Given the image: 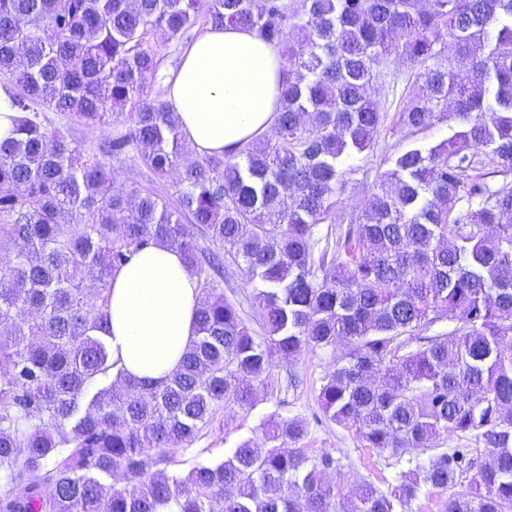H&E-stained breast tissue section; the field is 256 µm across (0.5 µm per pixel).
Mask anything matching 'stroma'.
Masks as SVG:
<instances>
[{
  "label": "stroma",
  "mask_w": 512,
  "mask_h": 512,
  "mask_svg": "<svg viewBox=\"0 0 512 512\" xmlns=\"http://www.w3.org/2000/svg\"><path fill=\"white\" fill-rule=\"evenodd\" d=\"M389 70L395 79L394 86L380 87L375 92L377 99L386 104V121L376 136L373 150L348 161L346 185L336 197V220L318 226L316 251L334 246L350 220L360 214L380 173L387 168L394 154L416 143L436 145L448 139L454 131L456 123L451 119L433 121L413 135L402 128L399 111L416 91L414 77L398 62L391 63ZM50 119L54 126L68 131L80 151L86 153L94 150L100 141L126 133L130 127L129 119L124 117L102 127L57 113L51 114ZM107 163L114 174V190L128 195L153 190L166 197L173 193L172 178L156 176L140 162L136 152L109 157ZM218 284L225 297L236 303L252 335H261V311L252 298L251 285L232 257H225L224 274ZM346 351V346L339 343L325 348L305 347L291 359L273 356L269 371L257 386L253 406L224 405L193 442L190 455L219 461L227 458L243 441L262 444V422L273 414L283 420L299 419L306 423L307 433L298 443L306 456L317 459L324 453L332 454L335 465L326 471L325 478L336 488L337 505L354 501L362 483H372L382 491L395 485L408 461L427 462L428 452L407 448L395 457L368 447L356 429L330 421L318 405L317 395L325 375Z\"/></svg>",
  "instance_id": "35a3bbf8"
}]
</instances>
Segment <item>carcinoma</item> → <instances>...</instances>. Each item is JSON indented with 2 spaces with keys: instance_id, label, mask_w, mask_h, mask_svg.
<instances>
[{
  "instance_id": "1",
  "label": "carcinoma",
  "mask_w": 512,
  "mask_h": 512,
  "mask_svg": "<svg viewBox=\"0 0 512 512\" xmlns=\"http://www.w3.org/2000/svg\"><path fill=\"white\" fill-rule=\"evenodd\" d=\"M200 21L254 31L288 77L269 133L190 159L175 112L149 92L146 36L183 40ZM391 58L418 87L401 125L450 111L456 130L395 154L336 252L317 258L346 161L384 122L370 90ZM0 78L22 113L0 143V512H335L323 478L335 460L291 447L300 421L269 416L262 451L246 440L224 460L169 467L216 408L253 405L272 352L338 343L348 352L323 378V413L370 448L432 451L386 492L362 484L351 512H397L465 478L448 512H512V186L484 172L512 174V0H0ZM127 104L129 131L85 159L46 115L103 126ZM130 146L177 175L174 201L114 191L101 157ZM150 244L179 250L202 291L196 339L157 381L116 369L98 335L113 272ZM226 253L253 287L260 338L215 285ZM439 312L455 328L421 335ZM442 434L482 441L484 464L433 448Z\"/></svg>"
}]
</instances>
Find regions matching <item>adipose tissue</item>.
Listing matches in <instances>:
<instances>
[{"label": "adipose tissue", "instance_id": "1", "mask_svg": "<svg viewBox=\"0 0 512 512\" xmlns=\"http://www.w3.org/2000/svg\"><path fill=\"white\" fill-rule=\"evenodd\" d=\"M287 65L245 29L205 30L185 51L168 101L196 154L221 155L268 133ZM200 283L181 253L152 245L115 271L104 338L127 376L161 380L195 339Z\"/></svg>", "mask_w": 512, "mask_h": 512}]
</instances>
